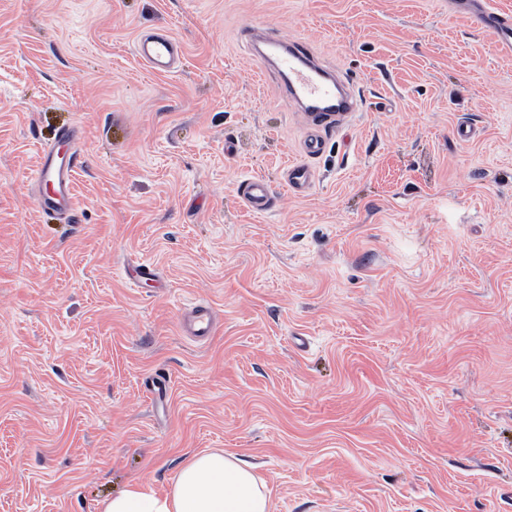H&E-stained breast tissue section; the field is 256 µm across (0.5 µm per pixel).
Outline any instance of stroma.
<instances>
[{"mask_svg":"<svg viewBox=\"0 0 512 512\" xmlns=\"http://www.w3.org/2000/svg\"><path fill=\"white\" fill-rule=\"evenodd\" d=\"M252 27L360 92L320 154ZM70 128L67 214L31 176ZM207 448L273 512H512V50L467 0H0V512L160 494ZM136 56L152 71L169 73L182 52V43L166 31L143 33L134 42ZM311 180L312 173L307 165L293 162L286 166V185L294 192L306 189ZM242 189V198L249 210L254 213H265L272 206V194L268 183L261 178L246 179ZM180 329L200 342H207L218 330L213 310L208 305H198L181 318Z\"/></svg>","mask_w":512,"mask_h":512,"instance_id":"1","label":"stroma"}]
</instances>
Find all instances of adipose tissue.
<instances>
[{"label": "adipose tissue", "mask_w": 512, "mask_h": 512, "mask_svg": "<svg viewBox=\"0 0 512 512\" xmlns=\"http://www.w3.org/2000/svg\"><path fill=\"white\" fill-rule=\"evenodd\" d=\"M271 491L252 466L221 449L195 452L164 494L139 483L98 503L95 512H272Z\"/></svg>", "instance_id": "ef3b65f1"}]
</instances>
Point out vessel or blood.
I'll return each instance as SVG.
<instances>
[{
	"mask_svg": "<svg viewBox=\"0 0 512 512\" xmlns=\"http://www.w3.org/2000/svg\"><path fill=\"white\" fill-rule=\"evenodd\" d=\"M477 24L491 29L505 48H512V23L506 17L477 6L473 12ZM250 45L260 63L273 67L285 80L290 96L299 104L309 124L321 128L336 124L359 111L354 94L333 73L320 66L316 55L300 41L289 39L276 31L251 35ZM136 56L152 71L168 73L174 68L181 52V42L168 32H149L136 37ZM75 130L64 131L59 148H47L33 173L39 189L41 206L63 212L72 205L74 171L82 163ZM312 180L309 167L293 162L286 167V184L296 192L306 189ZM242 198L249 210L265 213L272 206L268 183L261 178L245 180ZM182 332L206 342L218 330L210 306L194 307L180 321Z\"/></svg>",
	"mask_w": 512,
	"mask_h": 512,
	"instance_id": "1",
	"label": "vessel or blood"
}]
</instances>
